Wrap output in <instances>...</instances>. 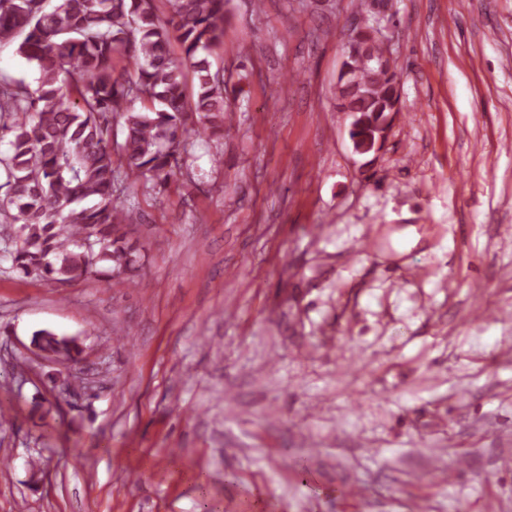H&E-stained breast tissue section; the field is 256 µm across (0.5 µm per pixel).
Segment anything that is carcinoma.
Wrapping results in <instances>:
<instances>
[{"mask_svg": "<svg viewBox=\"0 0 512 512\" xmlns=\"http://www.w3.org/2000/svg\"><path fill=\"white\" fill-rule=\"evenodd\" d=\"M0 0V44L37 74L30 86L0 74V221L15 225L12 267L26 276L70 283L112 263L136 286L137 257L127 242L130 175L166 183L189 131L231 127L224 71L212 57L224 48L230 0ZM179 43L181 60L171 55ZM343 49L338 106L355 117L362 146L401 111L397 65L367 26ZM123 142L112 146V116ZM36 349L72 363V337L41 329Z\"/></svg>", "mask_w": 512, "mask_h": 512, "instance_id": "cac0c4a2", "label": "carcinoma"}]
</instances>
